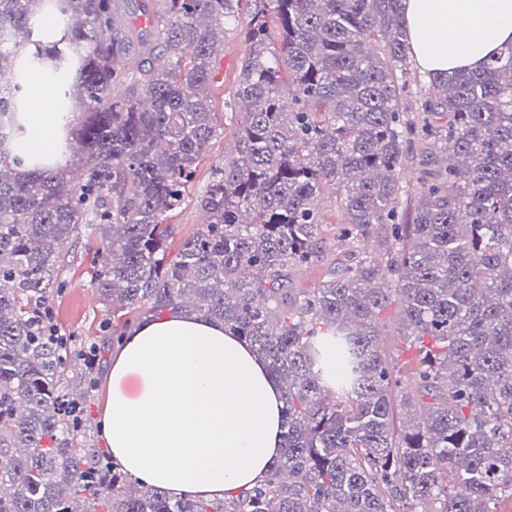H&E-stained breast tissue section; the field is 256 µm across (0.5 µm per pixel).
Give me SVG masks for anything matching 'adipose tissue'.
I'll list each match as a JSON object with an SVG mask.
<instances>
[{
	"label": "adipose tissue",
	"mask_w": 512,
	"mask_h": 512,
	"mask_svg": "<svg viewBox=\"0 0 512 512\" xmlns=\"http://www.w3.org/2000/svg\"><path fill=\"white\" fill-rule=\"evenodd\" d=\"M421 72L478 70L512 44V0H402ZM53 94L36 86L25 153L52 152ZM278 384L223 324L172 313L134 327L112 364L103 428L112 456L145 483L205 499L254 485L281 453Z\"/></svg>",
	"instance_id": "obj_1"
}]
</instances>
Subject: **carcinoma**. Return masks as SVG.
Returning <instances> with one entry per match:
<instances>
[{"mask_svg": "<svg viewBox=\"0 0 512 512\" xmlns=\"http://www.w3.org/2000/svg\"><path fill=\"white\" fill-rule=\"evenodd\" d=\"M113 2L0 0V512H499L512 499V45L413 92L401 0H166L138 50L130 30L116 37ZM231 22L249 46L236 156L168 260L166 218L216 134L210 83ZM32 72L60 106L63 163L15 151ZM325 198L338 253L303 288ZM81 227L107 262L92 259L89 284L101 335L78 347L50 297ZM166 311L222 322L280 383L282 452L231 500L148 485L90 439L106 353ZM388 336L412 340L413 368Z\"/></svg>", "mask_w": 512, "mask_h": 512, "instance_id": "carcinoma-1", "label": "carcinoma"}]
</instances>
